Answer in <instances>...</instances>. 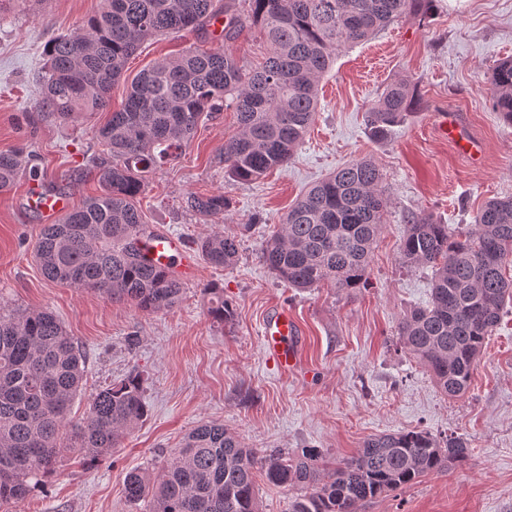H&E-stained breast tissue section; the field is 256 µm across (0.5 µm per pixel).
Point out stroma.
Listing matches in <instances>:
<instances>
[{"label":"stroma","mask_w":512,"mask_h":512,"mask_svg":"<svg viewBox=\"0 0 512 512\" xmlns=\"http://www.w3.org/2000/svg\"><path fill=\"white\" fill-rule=\"evenodd\" d=\"M99 0H8L0 9V150L31 153L29 172L72 205L99 195L89 160L101 150L98 112L64 120L37 109L44 46L74 31ZM228 44L247 66L267 46L246 25L232 42L219 31L166 34L146 40L112 89L120 107L127 82L140 70L185 49ZM512 59V0H433L422 19H401L362 44L339 52L319 84L314 124L288 166L252 182L224 170V141L237 128L233 110L201 124L180 157L149 174L139 196L144 220L193 243L222 230L240 240L229 269L197 260L180 302L145 314L129 303L46 280L32 257L40 215L26 202V181L0 190V313L51 310L86 353L84 382L70 418L84 417L93 393L131 372L143 379L148 414L121 447L91 463L62 451L51 476L23 502L0 512H150L132 505L124 480L134 470L160 471L197 423L224 425L259 454L314 448L327 459L354 455L377 434L424 430L469 442L459 466L420 478L357 512H512V307L486 341L469 390L446 396L399 343L403 314L426 306L432 272L407 268L399 246L407 224L427 216L452 233L470 230L486 201L512 197V124L493 108L489 79ZM406 82L410 113L388 140L370 139L367 110L384 89ZM462 114L485 147L472 165L436 133L435 112ZM370 158L383 173L385 224L370 257L365 287H288L263 264L261 248L296 198L350 161ZM223 193L224 214L202 217L188 194ZM233 310L229 321L210 313L209 286ZM287 308L302 339L300 371L267 364L261 327Z\"/></svg>","instance_id":"1"}]
</instances>
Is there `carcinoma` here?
Listing matches in <instances>:
<instances>
[{"instance_id":"cac0c4a2","label":"carcinoma","mask_w":512,"mask_h":512,"mask_svg":"<svg viewBox=\"0 0 512 512\" xmlns=\"http://www.w3.org/2000/svg\"><path fill=\"white\" fill-rule=\"evenodd\" d=\"M432 0H249L248 20L269 52L254 69L222 46L189 48L141 70L120 108L99 131L106 154L93 165L102 192L42 225L33 257L50 282L90 290L145 313L173 309L182 283L141 254L147 236L136 206L144 179L177 158L200 123L226 108L237 131L224 140V167L253 181L288 165L318 111V83L346 46L371 38L390 22L424 14ZM224 13L219 0H100L77 30L44 48L38 107L64 120L112 106L111 92L127 60L145 39L202 30ZM493 106L512 123V60L490 77ZM411 107L404 82L387 85L367 111L375 141L387 139ZM24 169L17 150L0 151V188ZM201 216L224 214V195L186 197ZM387 208L375 161L358 159L304 192L261 249L263 263L294 288H359L382 232ZM214 268L233 266L239 240L221 231L196 242ZM402 264L431 269L429 303L407 312L397 335L443 393L460 396L486 339L512 304V198L488 201L472 228L456 237L448 225L418 217L400 247ZM214 319L230 318L214 293ZM84 354L47 310L0 315V502L26 499L54 471L65 446L89 460L118 447L147 415L142 380L134 373L93 397L86 418L67 422L84 373ZM469 443L452 434L399 431L364 441L357 454L329 470L322 454L258 457L221 424L195 425L158 473L132 472L127 501L150 503L151 512H259L255 472L300 494L290 512H356L431 473L450 470L468 456Z\"/></svg>"}]
</instances>
